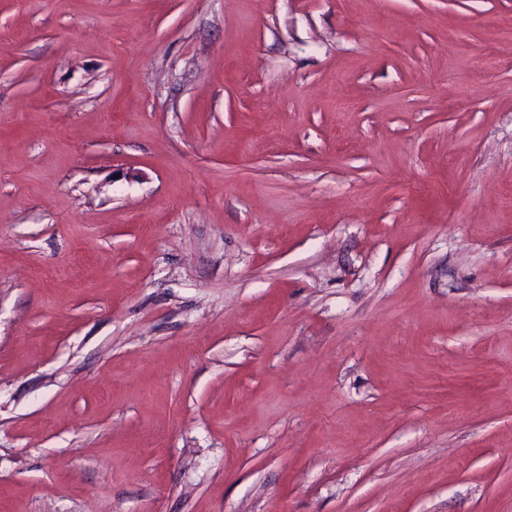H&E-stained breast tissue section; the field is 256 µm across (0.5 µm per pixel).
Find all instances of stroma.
Here are the masks:
<instances>
[{"instance_id": "stroma-1", "label": "stroma", "mask_w": 512, "mask_h": 512, "mask_svg": "<svg viewBox=\"0 0 512 512\" xmlns=\"http://www.w3.org/2000/svg\"><path fill=\"white\" fill-rule=\"evenodd\" d=\"M0 512H512V0H0Z\"/></svg>"}]
</instances>
